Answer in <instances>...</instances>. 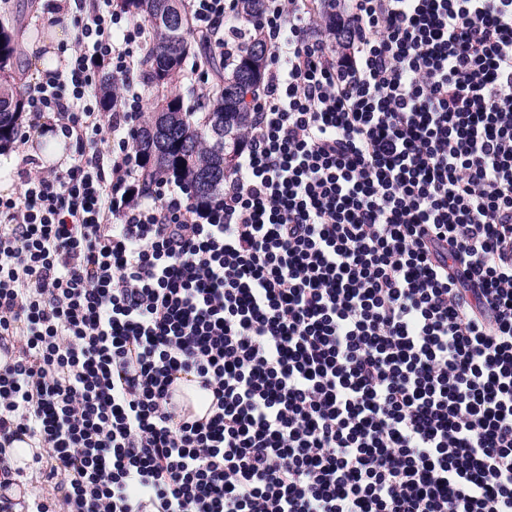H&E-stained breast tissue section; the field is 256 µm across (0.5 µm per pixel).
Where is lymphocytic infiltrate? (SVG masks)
Returning <instances> with one entry per match:
<instances>
[{"mask_svg":"<svg viewBox=\"0 0 512 512\" xmlns=\"http://www.w3.org/2000/svg\"><path fill=\"white\" fill-rule=\"evenodd\" d=\"M28 85L76 155L0 196V512H512V0H265L216 204L142 186L140 19L74 0ZM229 0H193L219 54ZM190 375L207 421L172 400ZM31 445L33 447H31ZM34 441L26 439L25 442L15 441L9 448H5V457L11 467H26L31 463L33 454L40 451Z\"/></svg>","mask_w":512,"mask_h":512,"instance_id":"f902f5d3","label":"lymphocytic infiltrate"}]
</instances>
